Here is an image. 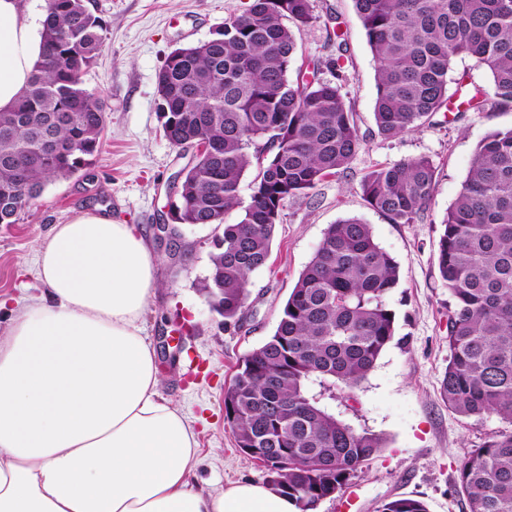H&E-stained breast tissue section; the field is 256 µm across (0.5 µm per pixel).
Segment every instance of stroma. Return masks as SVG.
<instances>
[{
	"label": "stroma",
	"instance_id": "1",
	"mask_svg": "<svg viewBox=\"0 0 512 512\" xmlns=\"http://www.w3.org/2000/svg\"><path fill=\"white\" fill-rule=\"evenodd\" d=\"M249 0H95L108 24L86 88L108 103L103 150L70 179L48 184L18 223L0 224V331L14 310L41 295L37 252L52 225L98 208L123 224L152 233L175 201L170 178L186 156L173 149L158 117L157 74L178 47L213 38ZM317 18L301 33L292 72L334 56L328 41L341 25L348 43L341 93L366 141L350 168L324 178L309 194L288 199L275 226L267 266L249 278L239 327H227L208 305L201 283L210 272L217 229L184 225L176 253L151 248L158 286L143 317V334L156 351L161 393L180 407L198 441L197 483L221 491L241 482L265 483V466L237 448L224 422V389L239 361L274 332L299 274L314 256L328 225L348 217L372 227L376 242L400 265L398 288L388 296L395 335L364 380L353 389L325 391L322 403L354 429L381 436L385 446L347 487L349 512H378L397 498L422 501L428 512H469L458 487L459 468L488 437L512 429L489 414L466 418L440 394L448 365V290L437 269L441 222L455 201L477 144L490 131L512 126V112H439L418 131L393 139L374 120L376 61L353 0H313ZM436 168L430 207L418 224H393L362 199L365 174L412 157Z\"/></svg>",
	"mask_w": 512,
	"mask_h": 512
}]
</instances>
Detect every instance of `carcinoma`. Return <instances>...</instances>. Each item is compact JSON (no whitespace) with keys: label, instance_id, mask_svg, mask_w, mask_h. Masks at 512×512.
I'll use <instances>...</instances> for the list:
<instances>
[{"label":"carcinoma","instance_id":"carcinoma-1","mask_svg":"<svg viewBox=\"0 0 512 512\" xmlns=\"http://www.w3.org/2000/svg\"><path fill=\"white\" fill-rule=\"evenodd\" d=\"M376 67L377 133L419 130L466 87L453 61L471 56L491 87L470 91L464 111L512 112V0H353ZM316 22L312 0H251L216 37L178 48L157 75L164 137L180 151L206 138L205 157L172 176L170 224H215L211 269L201 286L224 326L237 325L251 273L270 257L283 204L349 168L364 136L340 84L288 76L297 34ZM107 25L91 0H48L43 50L20 101L0 112V224H14L51 182L100 155L108 105L83 87ZM342 78L347 40L333 30ZM255 172L243 218L224 223L239 186ZM436 168L427 157L380 166L361 180L364 201L393 224H417ZM438 272L448 288V366L440 393L463 417L496 414L512 424V127L477 145L469 172L441 222ZM400 265L370 225L350 217L328 226L300 273L274 333L246 354L224 390V419L245 454L271 462L267 482L299 512L341 491L383 439L336 418L309 389L357 386L395 338L387 297ZM288 464H283V460ZM470 512H512V430L476 448L459 472ZM379 512H426L401 498Z\"/></svg>","mask_w":512,"mask_h":512}]
</instances>
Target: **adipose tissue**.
<instances>
[{"mask_svg": "<svg viewBox=\"0 0 512 512\" xmlns=\"http://www.w3.org/2000/svg\"><path fill=\"white\" fill-rule=\"evenodd\" d=\"M42 29L24 0H0V112ZM37 275L45 297L0 335V512H297L263 484L196 483V435L161 396L142 334L157 276L140 228L77 213L51 228Z\"/></svg>", "mask_w": 512, "mask_h": 512, "instance_id": "ef3b65f1", "label": "adipose tissue"}]
</instances>
